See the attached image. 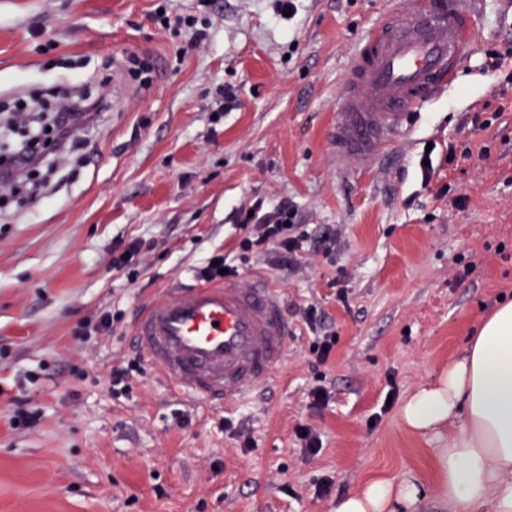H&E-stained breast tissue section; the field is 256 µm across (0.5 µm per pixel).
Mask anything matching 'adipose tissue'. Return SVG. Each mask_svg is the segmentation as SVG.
Here are the masks:
<instances>
[{
  "label": "adipose tissue",
  "mask_w": 512,
  "mask_h": 512,
  "mask_svg": "<svg viewBox=\"0 0 512 512\" xmlns=\"http://www.w3.org/2000/svg\"><path fill=\"white\" fill-rule=\"evenodd\" d=\"M400 415L409 431L444 439L431 492L450 512H512V299L408 394ZM422 494L414 478L378 477L336 497L330 512H415Z\"/></svg>",
  "instance_id": "adipose-tissue-1"
}]
</instances>
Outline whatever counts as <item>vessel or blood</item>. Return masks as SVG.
<instances>
[{
    "label": "vessel or blood",
    "instance_id": "obj_1",
    "mask_svg": "<svg viewBox=\"0 0 512 512\" xmlns=\"http://www.w3.org/2000/svg\"><path fill=\"white\" fill-rule=\"evenodd\" d=\"M478 0H394L355 48L336 100L332 144L346 169L370 168L405 132L411 111L457 79ZM295 335L282 292L260 274L175 282L134 320L145 364L180 396L230 407L283 363Z\"/></svg>",
    "mask_w": 512,
    "mask_h": 512
}]
</instances>
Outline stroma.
<instances>
[{
    "label": "stroma",
    "mask_w": 512,
    "mask_h": 512,
    "mask_svg": "<svg viewBox=\"0 0 512 512\" xmlns=\"http://www.w3.org/2000/svg\"><path fill=\"white\" fill-rule=\"evenodd\" d=\"M295 4L288 17L275 0H0V110L56 102L65 79L104 72L116 99L43 195L0 200V512H329L378 475L431 481L435 443L406 431L399 402L512 298V85L486 65L512 36L505 0H480L456 83L362 171L336 165L335 103L391 0ZM165 14L195 24L163 28ZM132 54L149 84L127 73ZM473 114L491 127L474 130ZM283 198L314 245L292 269L237 248L236 212ZM137 240V265L114 268ZM216 253L241 282L261 274L284 294L297 326L285 364L228 410L178 397L146 367L113 394V369L138 356L137 304ZM311 305L338 336L319 367ZM318 385L330 400L314 408ZM18 398L33 425L14 423Z\"/></svg>",
    "instance_id": "1"
}]
</instances>
